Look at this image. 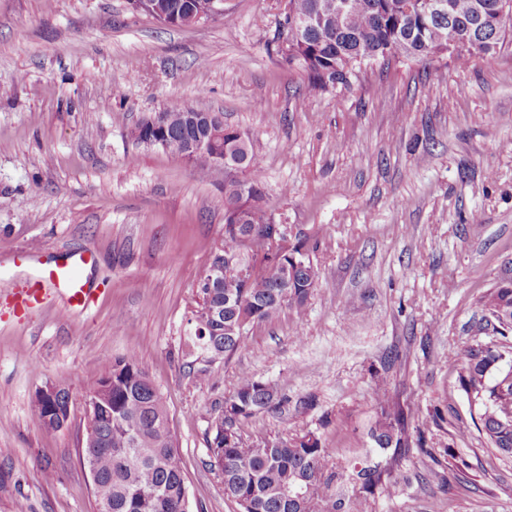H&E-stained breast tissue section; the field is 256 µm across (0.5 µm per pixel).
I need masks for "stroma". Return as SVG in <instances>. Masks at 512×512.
Segmentation results:
<instances>
[{
  "instance_id": "1",
  "label": "stroma",
  "mask_w": 512,
  "mask_h": 512,
  "mask_svg": "<svg viewBox=\"0 0 512 512\" xmlns=\"http://www.w3.org/2000/svg\"><path fill=\"white\" fill-rule=\"evenodd\" d=\"M282 4L224 0L232 25L179 28L128 0H0V512H96L85 388L130 353L165 401L190 512H239L208 439L242 369L288 398L245 434L317 431L340 466L368 447L384 381L424 445L368 512H512V458L477 430L455 366L512 342L481 306L512 280V34L465 68L401 58L312 93L278 49ZM172 103L250 137L274 220L307 239L318 275L304 319L255 325L203 380L183 350L224 237V173L199 179L128 135ZM33 245L93 253L96 304L14 307ZM53 383L72 394L57 431L32 407Z\"/></svg>"
}]
</instances>
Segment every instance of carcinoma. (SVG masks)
<instances>
[{
  "label": "carcinoma",
  "instance_id": "1",
  "mask_svg": "<svg viewBox=\"0 0 512 512\" xmlns=\"http://www.w3.org/2000/svg\"><path fill=\"white\" fill-rule=\"evenodd\" d=\"M334 0H288L278 22V38L288 42V61L307 74L316 92L347 85L345 74L376 60L407 58L431 61L448 54V41L469 44L455 56L468 65L488 54L504 40L507 29L492 23L499 0H445L446 10L436 15L418 12L413 0H347L349 19L331 12L317 30L295 29L291 17L310 13ZM132 8L166 25L174 15L184 19L209 12V0H151V8L130 0ZM189 106L174 104L163 113L164 134L170 143L208 135L209 122L221 114L208 113L191 125L185 120ZM224 126L219 149L234 164L224 177V240L226 254H237L252 270L248 285L233 277L200 284L202 309L216 318L204 334L189 337L185 355L191 359L222 351L229 359L248 340L251 325L273 320L287 307L302 317L315 288L316 273L306 242L297 239L292 252L279 259L277 276L270 265L271 221L261 186V168L251 142H240ZM213 152L207 150L187 160L203 179L213 169ZM483 305L503 327H512V289L495 288ZM512 356L510 346H471L459 356V383L470 408L480 421L479 430L489 444L512 456V372H501L496 361ZM112 383V419L97 428L94 462L97 470L93 494L105 500L110 512H185L187 487L181 459L170 430L165 402L136 355L104 364L98 380L86 388L94 391L109 375ZM375 415L367 429L370 446L360 449L344 467H329L326 448L313 431L291 436L245 437L240 423L255 413L288 402L277 388L249 372L238 374L232 392L224 399L222 428L212 427L209 440L211 465L224 484V494L241 512H367L368 498L378 490L395 492L405 481L393 463L383 465L374 451L393 449L391 460L402 450L423 446L422 436L412 438L405 409L387 395L384 382L375 392ZM360 496L346 494L348 488Z\"/></svg>",
  "mask_w": 512,
  "mask_h": 512
}]
</instances>
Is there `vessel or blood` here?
Instances as JSON below:
<instances>
[{"mask_svg":"<svg viewBox=\"0 0 512 512\" xmlns=\"http://www.w3.org/2000/svg\"><path fill=\"white\" fill-rule=\"evenodd\" d=\"M38 247H29L27 260L38 261ZM38 275L32 285L14 289L13 294L20 306L30 307L39 303L45 287L61 290L66 295L67 311L87 310L94 302L88 275L94 266L92 254L68 253L56 260L38 261Z\"/></svg>","mask_w":512,"mask_h":512,"instance_id":"1","label":"vessel or blood"}]
</instances>
